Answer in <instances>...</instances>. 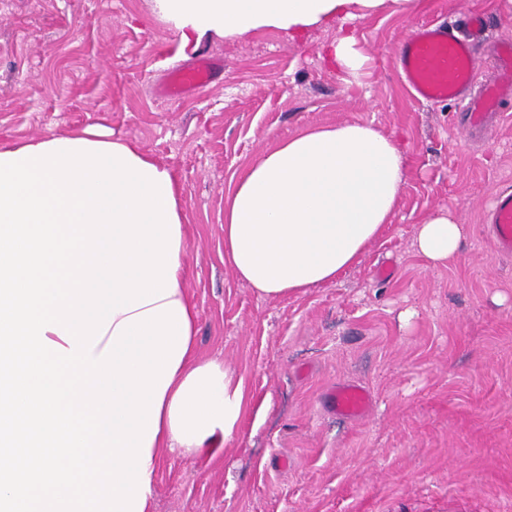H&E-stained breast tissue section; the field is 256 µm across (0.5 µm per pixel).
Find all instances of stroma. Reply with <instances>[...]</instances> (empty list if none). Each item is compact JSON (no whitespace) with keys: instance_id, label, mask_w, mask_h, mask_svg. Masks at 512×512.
Masks as SVG:
<instances>
[{"instance_id":"35a3bbf8","label":"stroma","mask_w":512,"mask_h":512,"mask_svg":"<svg viewBox=\"0 0 512 512\" xmlns=\"http://www.w3.org/2000/svg\"><path fill=\"white\" fill-rule=\"evenodd\" d=\"M502 3L418 0L409 14L386 9L296 39L206 37L199 51L222 70L169 100L159 89L195 55L151 0H0V140L102 124L170 167L198 354L231 365L268 404L231 440L164 452L156 512H512V256L495 251L485 222L512 188V105L467 137L458 104L412 97L392 51L411 26L468 10L492 13L490 36L512 39ZM344 28L368 58L357 83L322 57ZM352 121L405 152L391 224L336 281L258 297L224 263L226 192L275 140ZM441 208L469 233L458 261L434 269L412 241ZM342 382L371 391L363 419L330 411L327 392Z\"/></svg>"}]
</instances>
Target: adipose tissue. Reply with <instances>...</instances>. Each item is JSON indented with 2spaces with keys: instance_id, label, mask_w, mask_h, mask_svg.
I'll list each match as a JSON object with an SVG mask.
<instances>
[{
  "instance_id": "ef3b65f1",
  "label": "adipose tissue",
  "mask_w": 512,
  "mask_h": 512,
  "mask_svg": "<svg viewBox=\"0 0 512 512\" xmlns=\"http://www.w3.org/2000/svg\"><path fill=\"white\" fill-rule=\"evenodd\" d=\"M388 5L408 14L417 0H153V11L187 50L207 36L242 39L264 29L294 38ZM325 54L353 80L366 62L350 31L341 32ZM405 177L402 149L367 123L309 127L274 142L242 170L224 199V262L265 298L296 295L333 281L361 260L390 223ZM466 235V225L441 209L417 225L414 247L432 267H444L458 259ZM188 248L185 242L179 247L171 294L188 321L186 352L162 397L146 467L150 480L164 450L193 454L232 439L252 410L243 378L223 362L197 354L198 312L187 288Z\"/></svg>"
}]
</instances>
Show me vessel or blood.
Wrapping results in <instances>:
<instances>
[{"mask_svg":"<svg viewBox=\"0 0 512 512\" xmlns=\"http://www.w3.org/2000/svg\"><path fill=\"white\" fill-rule=\"evenodd\" d=\"M462 33L453 28L425 23L411 29L397 44L394 53L399 69L416 99L424 102L461 103L465 127L470 136L485 133L499 117L504 103L512 102V41L489 40L488 19L480 13L465 15ZM488 55L494 73L482 91L474 84L478 59ZM220 60L203 55L172 71L161 89L162 95L177 99L208 84L221 69ZM497 250L512 255V191L499 193L490 211ZM373 396L363 385L343 382L327 395L329 409L337 415L358 419L365 416Z\"/></svg>","mask_w":512,"mask_h":512,"instance_id":"1","label":"vessel or blood"}]
</instances>
